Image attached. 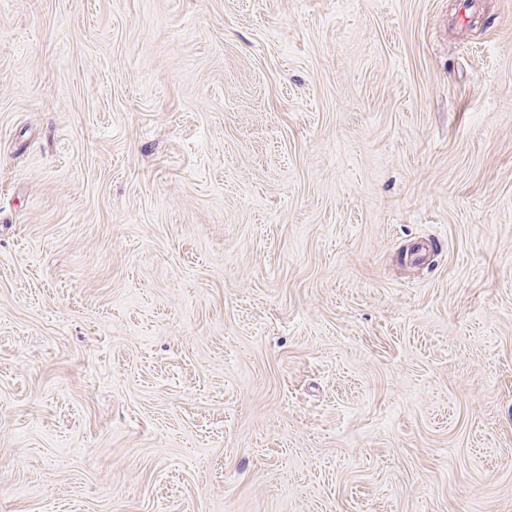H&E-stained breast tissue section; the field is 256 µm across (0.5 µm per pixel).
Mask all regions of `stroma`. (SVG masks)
<instances>
[{"mask_svg": "<svg viewBox=\"0 0 512 512\" xmlns=\"http://www.w3.org/2000/svg\"><path fill=\"white\" fill-rule=\"evenodd\" d=\"M0 512H512V0H0Z\"/></svg>", "mask_w": 512, "mask_h": 512, "instance_id": "obj_1", "label": "stroma"}]
</instances>
